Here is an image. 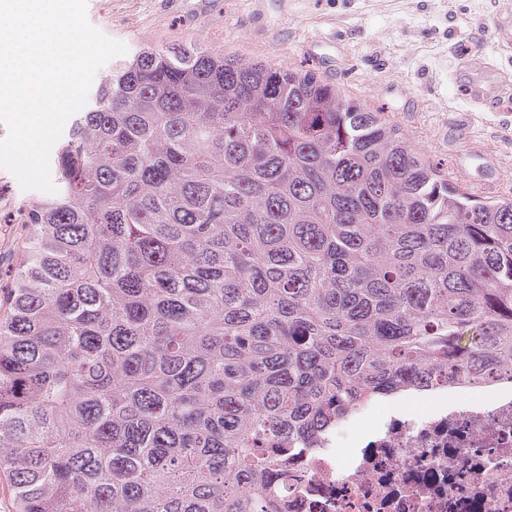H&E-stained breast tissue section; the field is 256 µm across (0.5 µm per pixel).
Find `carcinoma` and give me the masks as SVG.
<instances>
[{
  "mask_svg": "<svg viewBox=\"0 0 512 512\" xmlns=\"http://www.w3.org/2000/svg\"><path fill=\"white\" fill-rule=\"evenodd\" d=\"M50 171L0 323L15 512H280L363 398L512 373V195L311 73L144 49Z\"/></svg>",
  "mask_w": 512,
  "mask_h": 512,
  "instance_id": "cac0c4a2",
  "label": "carcinoma"
}]
</instances>
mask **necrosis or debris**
I'll use <instances>...</instances> for the list:
<instances>
[{
	"label": "necrosis or debris",
	"instance_id": "obj_1",
	"mask_svg": "<svg viewBox=\"0 0 512 512\" xmlns=\"http://www.w3.org/2000/svg\"><path fill=\"white\" fill-rule=\"evenodd\" d=\"M380 422L361 406L288 465V512H512V377L408 379Z\"/></svg>",
	"mask_w": 512,
	"mask_h": 512
}]
</instances>
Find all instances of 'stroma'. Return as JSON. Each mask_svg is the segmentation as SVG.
<instances>
[{
  "mask_svg": "<svg viewBox=\"0 0 512 512\" xmlns=\"http://www.w3.org/2000/svg\"><path fill=\"white\" fill-rule=\"evenodd\" d=\"M512 0H87L89 22L123 42L128 54L174 44L198 45L243 62L314 73L381 112L407 142L448 174L455 113H468L459 154L475 147L496 156L502 195H512V111H488L452 85L455 43H479L471 76L512 87V59L502 56L491 19ZM323 66L302 53L308 40ZM38 193L0 169V318L21 260L22 212Z\"/></svg>",
  "mask_w": 512,
  "mask_h": 512,
  "instance_id": "1",
  "label": "stroma"
}]
</instances>
